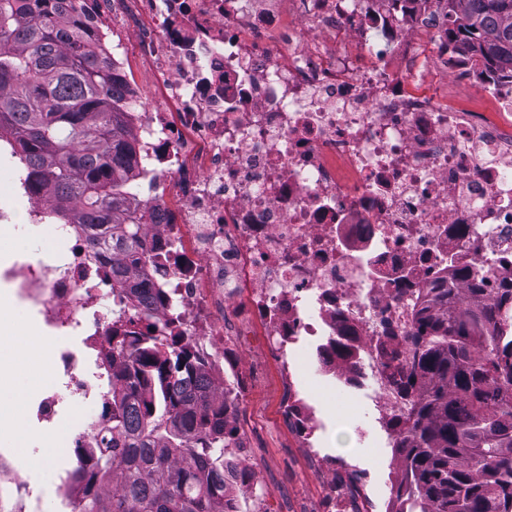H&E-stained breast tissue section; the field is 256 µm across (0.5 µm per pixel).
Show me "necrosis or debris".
<instances>
[{"instance_id": "obj_1", "label": "necrosis or debris", "mask_w": 512, "mask_h": 512, "mask_svg": "<svg viewBox=\"0 0 512 512\" xmlns=\"http://www.w3.org/2000/svg\"><path fill=\"white\" fill-rule=\"evenodd\" d=\"M77 6L98 51L124 72L111 5ZM132 10L163 89L147 109L126 84L128 127L143 147L130 211L147 253L94 254L84 225L50 198L0 192V224L48 227L53 243L0 269L41 341L19 361L43 360L55 374L20 419L51 430L67 408L110 409L87 347L109 354L105 336L130 325L175 330L208 350L210 390L226 406V512L244 503L267 512L234 416L239 353L258 336L279 370L284 424L333 478L326 512L378 500L368 469L317 449L322 422L297 397L299 369H314L322 388L340 383L383 422L402 407L382 367L409 324L402 289L431 287L464 265L484 287L512 282V133L415 89L412 43L429 35L447 77L511 117L512 71L449 53L445 0H132ZM116 261L126 282L112 277ZM243 296L249 315L225 323ZM339 342L356 357L337 359Z\"/></svg>"}]
</instances>
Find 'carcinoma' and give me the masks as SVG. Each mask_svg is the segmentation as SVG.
Masks as SVG:
<instances>
[{
	"label": "carcinoma",
	"mask_w": 512,
	"mask_h": 512,
	"mask_svg": "<svg viewBox=\"0 0 512 512\" xmlns=\"http://www.w3.org/2000/svg\"><path fill=\"white\" fill-rule=\"evenodd\" d=\"M455 49L512 65V0H446ZM110 60L76 0H0V129L17 135L30 194L74 210L89 247L146 250L125 218L138 151ZM400 349L384 367L405 401L391 418L401 477L396 512H512V284L484 301L471 271L425 288ZM101 367L112 410L99 445L74 450L82 486L70 512H224V401L193 379L197 354L177 337H106Z\"/></svg>",
	"instance_id": "carcinoma-1"
}]
</instances>
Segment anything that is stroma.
<instances>
[{"mask_svg":"<svg viewBox=\"0 0 512 512\" xmlns=\"http://www.w3.org/2000/svg\"><path fill=\"white\" fill-rule=\"evenodd\" d=\"M121 53L130 77L141 88L145 101L161 93L159 79L140 50V33L127 30ZM421 66L416 79L434 92L448 94L461 106L478 110L482 104L465 85L447 83L426 45H419ZM240 357L246 376L244 400L236 416L238 426L247 431L253 446V462L260 470L270 494L271 512H320L332 491L329 477L322 475L318 463L311 461L298 446L293 431L283 427L278 396V370L274 362L264 359L254 344H246ZM307 395L323 423L317 437L320 447L338 460L373 468L382 498H390L397 472L395 451L384 446L372 452L358 436L357 428L366 424L364 410L344 388L322 394L317 381H310Z\"/></svg>","mask_w":512,"mask_h":512,"instance_id":"35a3bbf8","label":"stroma"}]
</instances>
